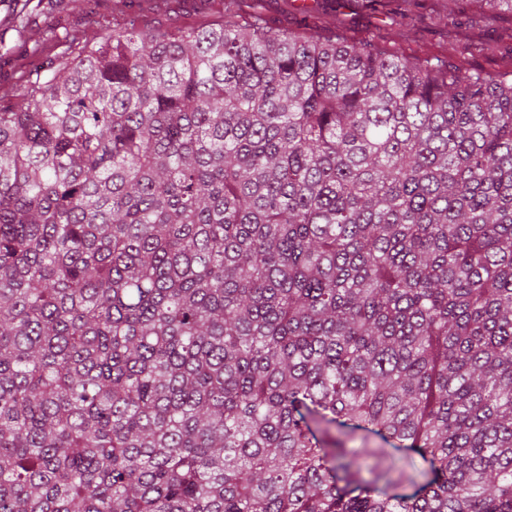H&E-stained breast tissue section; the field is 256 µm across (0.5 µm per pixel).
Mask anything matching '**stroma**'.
<instances>
[{"label":"stroma","mask_w":512,"mask_h":512,"mask_svg":"<svg viewBox=\"0 0 512 512\" xmlns=\"http://www.w3.org/2000/svg\"><path fill=\"white\" fill-rule=\"evenodd\" d=\"M114 0H39L26 13H17L15 0H0V108L11 107L34 63L54 60L62 50L60 39L70 35L93 40L102 24L123 25L136 18L141 28L195 27L214 19L219 0H124L114 12ZM273 30L309 32L319 20L335 24V31L352 42L372 39L390 53L411 59H452L466 68L495 72L512 68V18L491 22L475 0L464 7L461 28L448 22L434 0H419L407 26H400L392 7L381 0H252Z\"/></svg>","instance_id":"obj_1"}]
</instances>
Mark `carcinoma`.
Instances as JSON below:
<instances>
[{"mask_svg":"<svg viewBox=\"0 0 512 512\" xmlns=\"http://www.w3.org/2000/svg\"><path fill=\"white\" fill-rule=\"evenodd\" d=\"M0 512H512V70L228 10L32 68Z\"/></svg>","mask_w":512,"mask_h":512,"instance_id":"carcinoma-1","label":"carcinoma"}]
</instances>
